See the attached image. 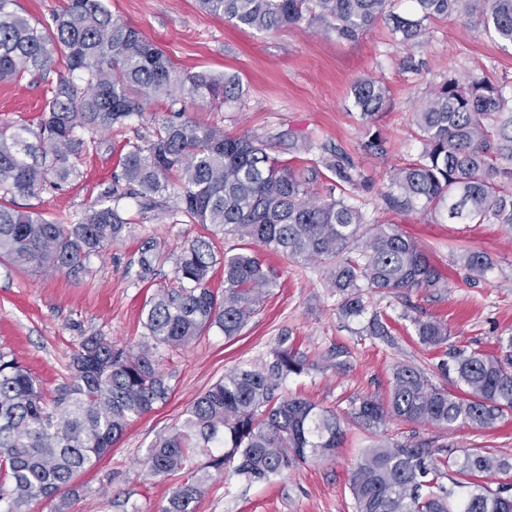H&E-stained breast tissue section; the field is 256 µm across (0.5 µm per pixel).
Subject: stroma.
Returning <instances> with one entry per match:
<instances>
[{"label": "stroma", "mask_w": 512, "mask_h": 512, "mask_svg": "<svg viewBox=\"0 0 512 512\" xmlns=\"http://www.w3.org/2000/svg\"><path fill=\"white\" fill-rule=\"evenodd\" d=\"M105 4L113 17L158 44L179 70L226 72L241 79L240 100L188 99L194 120L220 126L230 136H256L281 161L294 157L293 142L307 137L313 144L310 159L337 153L353 163L364 181L353 189L352 203L370 223L400 225L448 277L449 289L415 288L399 297L370 291L366 311L345 319L336 310L328 266L260 251V258L279 273L261 311L234 339L213 329L163 353L160 369L171 387L169 398L133 419L108 456L74 477L66 512H160L181 478L149 475V448L180 426L189 404L224 373L264 364L278 342L317 364L307 374L289 377L284 393L339 413L361 397H386L397 364L416 366L439 385V366L454 348L499 353V338L512 336V227L451 224L432 213L400 214L385 207L382 194L390 169L420 148L411 124L416 102L451 76L511 86V47L502 48L458 15L428 21L418 43L407 47L383 22L345 40L321 33L314 24L269 33L237 28L202 10L198 0ZM362 75L380 80L388 95V108L372 127L358 119L349 95L352 81ZM78 80L56 53L46 76L27 73L15 83L0 84V127L15 122L37 126L50 88ZM165 115L164 104L152 101L123 128L95 133L100 147L81 156L79 180L37 197H15V204L50 220L68 221L120 175L123 142L151 134ZM376 132L381 147L374 150L368 143ZM162 200V207L149 209L142 196L123 199L130 220L123 240L90 256L78 270L42 275L0 263V350L18 356L47 392L66 382L71 355L85 338L142 342L146 301L157 287L172 284L181 246L204 233L201 225L176 223L170 213L174 196ZM467 250L492 260L480 280L465 277L460 256ZM146 252L151 271L138 281L133 273ZM376 313L389 324V335L369 334ZM417 318L445 321L447 345H422L413 325ZM419 433L439 446L484 448L512 457V418L489 429L448 433L423 427ZM371 443L366 433L350 426L333 457L307 461L270 480L213 475L193 512H356L349 479Z\"/></svg>", "instance_id": "stroma-1"}]
</instances>
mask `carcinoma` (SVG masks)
Masks as SVG:
<instances>
[{"instance_id": "obj_1", "label": "carcinoma", "mask_w": 512, "mask_h": 512, "mask_svg": "<svg viewBox=\"0 0 512 512\" xmlns=\"http://www.w3.org/2000/svg\"><path fill=\"white\" fill-rule=\"evenodd\" d=\"M416 17L392 10V0H200L201 7L238 27L259 32L317 23L340 39L359 37L378 21L392 24L400 43H416L424 22L464 16L504 45L512 46V0H413ZM61 52L83 86L64 84L42 107L38 129L0 128V260L35 273L76 270L120 240L129 222L117 187L67 223L19 210L6 196H37L80 177L74 159L97 148L80 131L121 128L150 100L166 105L152 137L122 147L121 179L143 191L178 189L174 214L189 224L243 242L224 255V290L210 288L216 262L209 236L176 257L174 286H160L143 308L144 338L120 345L104 336L79 344L68 381L47 397L39 380L12 354L0 352V512H21L34 498L55 499L73 476L93 467L123 435L128 422L169 398L159 351L189 344L213 328L227 339L259 312L276 286L274 270L252 253L259 245L294 260L330 265L329 286L345 317L366 310L368 289L398 295L412 288L441 290L448 279L419 244L395 224L368 221L347 199L357 186L353 165L323 160L300 168L271 158L255 136L230 137L224 129L186 115L185 96L239 100L234 75L178 71L170 58L137 29L114 18L104 0H67L49 32L0 0V84L28 72L47 74L52 52ZM359 120L370 125L388 106L372 76L350 90ZM411 122L420 151L393 168L383 200L398 213L444 212L453 224L512 225V88L481 78H448L420 99ZM335 174L326 194L315 192L323 170ZM467 278L490 267L487 256L462 257ZM421 344L448 342L441 320L415 321ZM504 357L459 348L443 373L452 387L433 384L407 364L392 372L385 398L366 396L347 417L305 399L279 393L289 376L314 368L307 356L278 345L271 360L238 367L197 397L181 425L150 449L154 476L184 471L161 512H190L205 492L210 472L194 466L197 452L221 474L228 467L248 480H268L308 459L327 457L342 443L344 424L371 434L392 419L448 432L487 429L512 414V336L499 341ZM512 474V460L479 448L438 457L433 441L412 435L373 445L353 470L349 490L356 512H512V484L490 489L484 478ZM448 482H443V479Z\"/></svg>"}]
</instances>
